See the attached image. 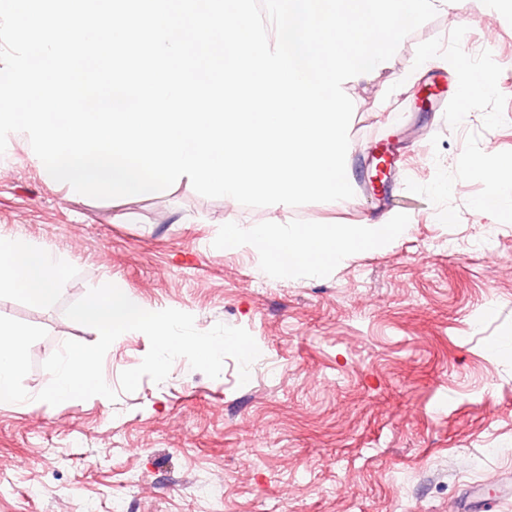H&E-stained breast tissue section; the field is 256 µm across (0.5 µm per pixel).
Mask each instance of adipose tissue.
<instances>
[{"label": "adipose tissue", "instance_id": "adipose-tissue-1", "mask_svg": "<svg viewBox=\"0 0 512 512\" xmlns=\"http://www.w3.org/2000/svg\"><path fill=\"white\" fill-rule=\"evenodd\" d=\"M468 169L486 177L493 191L480 207L497 212L504 197L512 195V159L472 157ZM395 224L297 225L276 233L257 224L251 228L250 244L266 254L276 272L289 275L304 271L312 275L325 272L341 260L352 247L372 244L397 233ZM65 260L59 254L42 249L22 236L0 238V288L23 294L35 302L49 301L60 283Z\"/></svg>", "mask_w": 512, "mask_h": 512}]
</instances>
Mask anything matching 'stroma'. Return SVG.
I'll list each match as a JSON object with an SVG mask.
<instances>
[{
	"instance_id": "obj_1",
	"label": "stroma",
	"mask_w": 512,
	"mask_h": 512,
	"mask_svg": "<svg viewBox=\"0 0 512 512\" xmlns=\"http://www.w3.org/2000/svg\"><path fill=\"white\" fill-rule=\"evenodd\" d=\"M387 69L345 86L354 104L346 167L355 195L298 207L227 206L182 182L148 197L95 199L48 181L25 141L0 171V237L23 236L67 261L52 300L0 292V316L42 327L24 403L0 402V512H464L477 491L512 485V198L478 209L490 182L462 156L512 158V14L475 0L437 5ZM432 56L424 64L423 56ZM492 88L456 105L462 65ZM448 74L447 111L423 104L420 81ZM407 147L383 202L369 151ZM401 230L356 247L320 275H281L225 225H358ZM113 283L148 311L177 309L198 330L246 329L261 355L247 383L226 359L218 378L175 360L117 400L52 406L36 395L43 362L97 332L67 305ZM149 350L122 334L103 372Z\"/></svg>"
}]
</instances>
